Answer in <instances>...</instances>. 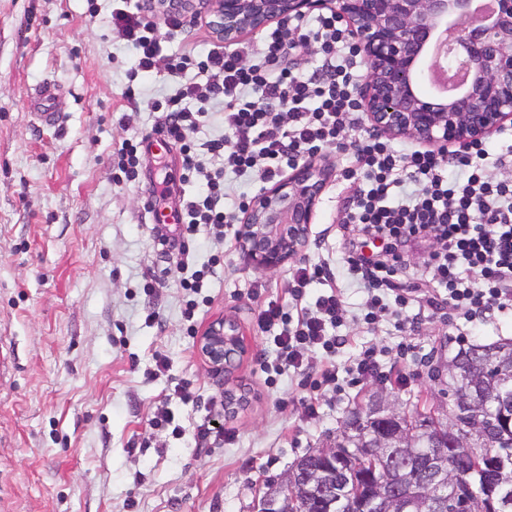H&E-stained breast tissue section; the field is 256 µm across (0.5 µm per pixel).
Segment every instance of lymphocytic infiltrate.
<instances>
[{
    "label": "lymphocytic infiltrate",
    "mask_w": 512,
    "mask_h": 512,
    "mask_svg": "<svg viewBox=\"0 0 512 512\" xmlns=\"http://www.w3.org/2000/svg\"><path fill=\"white\" fill-rule=\"evenodd\" d=\"M112 32L133 51L131 79L151 76L162 67L180 80L165 102L162 131L168 142L180 147L185 179L199 185L197 196L181 204L184 235H193L202 224L213 226L217 235L227 234L233 215L224 207L225 171L254 173L263 182H273L306 155L338 143L342 131L357 122L355 89L363 73L347 29L333 13L276 25L259 48L261 63L249 67L242 63V52L225 51L218 43L201 54H163V43L178 40L182 33L177 16L166 17L159 25L138 9L116 8ZM311 44L329 72L321 81L288 67L290 51ZM194 68L209 73L211 82H195L190 74ZM209 99L223 103L224 126L231 132L230 139L208 146L210 154L224 160L217 170L202 164L187 138L202 115L198 103ZM485 159L486 149L478 144L452 151L445 159L362 135L354 163L367 187L360 190L342 224L363 227L386 243L380 258L354 250L346 259L372 291L367 321H375L390 306L409 305L400 281L405 262L398 247L420 234L438 245L424 262L436 285L427 305L446 296L471 323L512 308V185L498 180ZM405 180L412 183V190L391 202L393 188ZM323 267L320 261L298 267L288 280L290 308L270 301L258 313L259 326L275 330L268 342L278 364L300 372L318 370L326 384L336 383L343 373L358 379L381 374V363L370 354L343 366L337 363L342 340L331 330L342 319V293L332 283L315 302L307 300L310 286L322 280ZM313 351L322 352L320 364L312 363Z\"/></svg>",
    "instance_id": "lymphocytic-infiltrate-1"
}]
</instances>
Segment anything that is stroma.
Instances as JSON below:
<instances>
[{
  "label": "stroma",
  "instance_id": "1",
  "mask_svg": "<svg viewBox=\"0 0 512 512\" xmlns=\"http://www.w3.org/2000/svg\"><path fill=\"white\" fill-rule=\"evenodd\" d=\"M112 6L0 0V512H254L267 483L333 446L374 396L403 409L446 405L460 344L512 338V315L494 312L472 327L451 305L412 304L414 323L364 322L368 296L345 262L361 233L340 226L364 187L352 170L359 132L348 128L343 148L312 155L331 176L305 258H327L341 289L339 360L370 348L384 373L322 389L312 412L310 385L292 369L266 384L260 365L275 355L257 317L261 301L289 303L288 267L256 270L203 225L185 237L147 222L156 180L168 182V207L198 192L183 179L177 145L160 164L146 155L136 185L113 180V152L155 133L165 118L157 104L178 84L163 71L129 81L132 50L112 34ZM46 84L62 115L56 127L31 105ZM202 268V290L185 291L182 279ZM225 315L239 320L248 345L228 378L197 349ZM181 387L192 402L175 396ZM230 389L246 401L228 416ZM162 409L172 425L153 426ZM203 423L212 431L199 445Z\"/></svg>",
  "mask_w": 512,
  "mask_h": 512
}]
</instances>
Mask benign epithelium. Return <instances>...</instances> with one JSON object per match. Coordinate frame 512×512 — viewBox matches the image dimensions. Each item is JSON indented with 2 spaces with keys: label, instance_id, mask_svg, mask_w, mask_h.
Listing matches in <instances>:
<instances>
[{
  "label": "benign epithelium",
  "instance_id": "obj_1",
  "mask_svg": "<svg viewBox=\"0 0 512 512\" xmlns=\"http://www.w3.org/2000/svg\"><path fill=\"white\" fill-rule=\"evenodd\" d=\"M478 0H212L208 24L224 46L257 34L286 17L328 10L345 24L368 77L356 90L369 129L388 140H412L436 152L450 144L466 148L512 126V0H496L493 13L477 21ZM195 0H144L150 12H184ZM328 169L298 164L288 177L264 189L245 209L237 228L240 250L253 268L275 270L300 257ZM198 350L217 374H229L246 353L235 317L214 320L199 337ZM382 425L372 434L371 462L388 457L404 433L398 414L376 402ZM468 395L448 406L447 416L470 414ZM432 483L442 481L439 453L425 462ZM317 481L288 492L283 482L268 487L256 512H291L298 496L318 486L343 512H391L389 495L379 492L361 505L336 493V470H319ZM424 499L412 483L398 512H412Z\"/></svg>",
  "mask_w": 512,
  "mask_h": 512
}]
</instances>
